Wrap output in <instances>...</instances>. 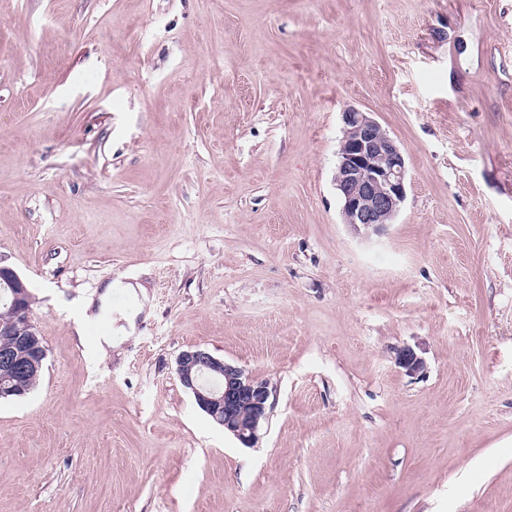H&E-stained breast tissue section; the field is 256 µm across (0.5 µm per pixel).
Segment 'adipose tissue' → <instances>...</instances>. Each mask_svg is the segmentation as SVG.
<instances>
[{
	"label": "adipose tissue",
	"mask_w": 512,
	"mask_h": 512,
	"mask_svg": "<svg viewBox=\"0 0 512 512\" xmlns=\"http://www.w3.org/2000/svg\"><path fill=\"white\" fill-rule=\"evenodd\" d=\"M147 302L145 289L116 278L109 282L98 298H88L79 308L77 327L91 323L103 324L102 332L86 342L89 352L98 357L108 356L118 348L122 337L132 335L137 318L143 313Z\"/></svg>",
	"instance_id": "1"
}]
</instances>
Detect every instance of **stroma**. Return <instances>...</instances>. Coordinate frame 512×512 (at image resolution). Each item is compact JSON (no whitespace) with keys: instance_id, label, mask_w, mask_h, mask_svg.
Returning a JSON list of instances; mask_svg holds the SVG:
<instances>
[{"instance_id":"1","label":"stroma","mask_w":512,"mask_h":512,"mask_svg":"<svg viewBox=\"0 0 512 512\" xmlns=\"http://www.w3.org/2000/svg\"><path fill=\"white\" fill-rule=\"evenodd\" d=\"M350 106L406 150L370 238ZM0 264L48 349L0 512H512V0H0ZM120 273L148 303L98 359L76 307ZM195 347L275 388L255 447ZM342 122L335 176L342 222L378 235L406 198L405 150L369 112L347 108Z\"/></svg>"}]
</instances>
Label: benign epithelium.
Wrapping results in <instances>:
<instances>
[{"label":"benign epithelium","mask_w":512,"mask_h":512,"mask_svg":"<svg viewBox=\"0 0 512 512\" xmlns=\"http://www.w3.org/2000/svg\"><path fill=\"white\" fill-rule=\"evenodd\" d=\"M342 122L335 176L342 223L378 235L394 223L406 198L405 150L369 112L347 108ZM0 288L9 293L15 314L12 321H0V378L23 383L39 373L45 357L37 350L41 333L31 318L32 294L8 266L0 265ZM397 363L412 376L425 367L410 346L399 351ZM176 365L199 408L243 446L254 447L272 408L270 382L199 347L181 352Z\"/></svg>","instance_id":"7a95c632"}]
</instances>
